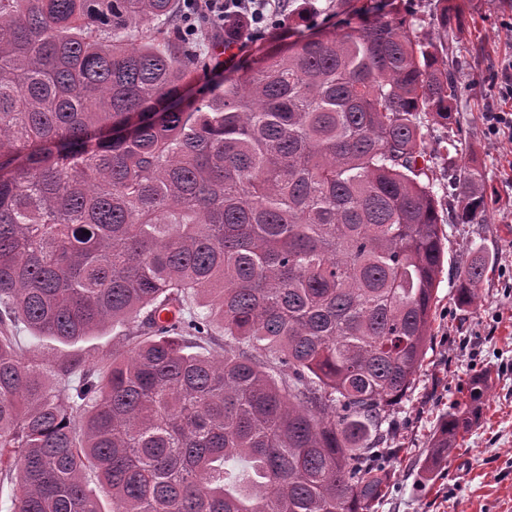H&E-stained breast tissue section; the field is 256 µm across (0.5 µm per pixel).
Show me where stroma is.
<instances>
[{"instance_id":"1","label":"stroma","mask_w":512,"mask_h":512,"mask_svg":"<svg viewBox=\"0 0 512 512\" xmlns=\"http://www.w3.org/2000/svg\"><path fill=\"white\" fill-rule=\"evenodd\" d=\"M463 19L448 31L447 59L456 67L466 94L450 127H431L427 152L439 177H447L442 143L457 133L468 156L486 177L489 219L484 224H443L448 262L438 287L423 371L414 388L392 408L396 423L387 447L399 449L390 462L391 488L377 512H512V130L491 132L488 111L512 113L504 96L501 63L512 57V0H462ZM437 0H342L336 13L306 23L269 26L239 39L232 55L203 41L215 66L211 85L223 84L240 69L259 66L267 52L285 49L305 37L360 25L378 15L413 13L415 35L433 37ZM484 256L492 267L474 305L456 300V271ZM112 330L65 345L52 339H27L29 359L54 370L75 356L93 359L112 345ZM477 375L486 376L485 408L477 424L448 458L425 477L422 467L428 440L440 415L465 401L466 388Z\"/></svg>"}]
</instances>
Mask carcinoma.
Masks as SVG:
<instances>
[{
	"instance_id": "1",
	"label": "carcinoma",
	"mask_w": 512,
	"mask_h": 512,
	"mask_svg": "<svg viewBox=\"0 0 512 512\" xmlns=\"http://www.w3.org/2000/svg\"><path fill=\"white\" fill-rule=\"evenodd\" d=\"M181 12L0 0V482L17 512H375L443 273L426 146L464 95L439 62L448 0L430 40L376 17L185 106L209 55ZM442 149L458 223H485L483 170L459 135ZM488 268L457 272L461 302ZM216 322L224 345L197 352ZM109 326L50 379L16 336ZM486 393L439 418L431 465Z\"/></svg>"
}]
</instances>
